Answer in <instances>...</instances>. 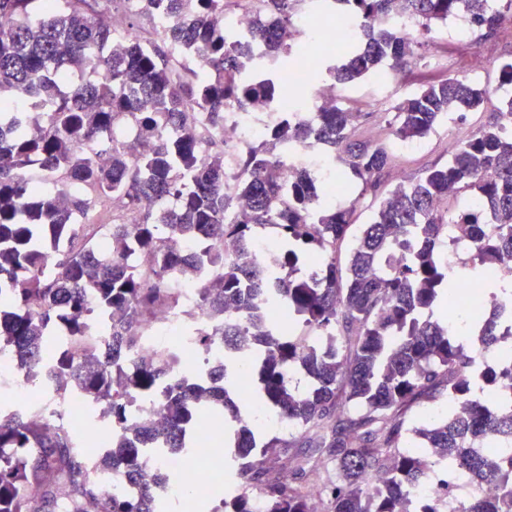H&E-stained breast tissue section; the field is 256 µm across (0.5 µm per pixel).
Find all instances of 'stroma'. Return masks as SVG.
Here are the masks:
<instances>
[{
	"label": "stroma",
	"mask_w": 512,
	"mask_h": 512,
	"mask_svg": "<svg viewBox=\"0 0 512 512\" xmlns=\"http://www.w3.org/2000/svg\"><path fill=\"white\" fill-rule=\"evenodd\" d=\"M420 42L419 60L402 71L390 73L384 84L362 79L345 86L341 92L340 106L358 115L355 139H385L394 149L392 161L381 178L379 192L383 195L396 184L416 182L428 169L446 164L464 138L479 134L492 122L502 96L500 66L504 61H512V35L507 33L482 40L472 29L436 22L423 32ZM476 55L485 62L478 72L471 69L472 58ZM451 77L484 86L487 103L480 109L459 112L441 120L421 138L418 151L397 152V139L386 136L388 112L423 86Z\"/></svg>",
	"instance_id": "35a3bbf8"
}]
</instances>
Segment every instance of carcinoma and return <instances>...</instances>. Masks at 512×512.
Segmentation results:
<instances>
[{
  "label": "carcinoma",
  "mask_w": 512,
  "mask_h": 512,
  "mask_svg": "<svg viewBox=\"0 0 512 512\" xmlns=\"http://www.w3.org/2000/svg\"><path fill=\"white\" fill-rule=\"evenodd\" d=\"M225 0H0V347L15 349L21 365L43 369L45 349L60 323L79 342L95 319L106 325L108 353L96 347L55 351L51 367L59 386L74 385L112 433L108 459L131 472L143 463L139 449L122 434L134 391L150 394L166 376L163 367L131 369L128 351L146 316L173 300L177 274L192 277L211 270L217 292L201 291L204 311L216 321L229 310L253 314L259 308L283 313L270 324H254L247 335L256 346L239 345L232 367L223 368L219 396L196 412L181 386H171L163 402L164 420L150 427L169 448H184L190 428L206 419L232 430L226 456L235 489L224 494V512H251L241 488L261 490L267 512H411L403 490L427 481L438 469H467L501 488L493 506L476 500L468 512H512V469L492 455H475L482 433L512 431V399L471 396L472 380L462 373L473 349L493 350L509 369L495 382L512 385V328L504 329L495 310L465 345L437 320L434 309L452 306L454 274L439 244L448 235V192L483 203L480 210L455 214L453 235L480 239L472 262L476 281L500 302H512V281L502 279L496 256L512 251V96L501 99L494 121L462 142L448 163L429 169L416 183H400L361 226L345 270L336 261L310 280L288 262V276L255 285L258 265L252 228L280 226L281 250L314 244L331 247L344 239L354 205L323 207L335 195L319 194L308 176L295 182L288 208L273 206L280 190L283 136L343 148L347 174L376 193L390 163L385 142L352 139L357 114L332 107L300 128L288 125L238 160L237 194L248 211L231 216L224 182V106L240 107L285 94L279 65L306 46L293 41L290 26L299 0H263L273 17L255 38L264 41L271 62L260 65L258 80L239 73L244 45L224 38ZM328 15L331 3L360 23L358 36L324 59L322 75L345 86L384 68L400 70L419 43L381 25L399 0H312ZM429 28L431 22L467 15L489 36L512 29V0H405ZM129 17V35L112 46V28L99 21L114 11ZM165 17L167 28L145 40L139 22ZM192 46L199 70L174 56ZM487 91L473 82L449 78L402 99L388 121L391 135L417 140L443 118L477 109ZM134 131L142 146L137 162L122 129ZM134 213L138 223L123 221ZM106 228L97 241L94 233ZM194 239L200 253L185 255L174 241ZM237 244L234 255L218 248ZM155 259L152 276L139 272L134 251ZM336 331L339 352L295 343L297 327ZM255 367L253 392H236L240 365ZM295 366L308 384L285 381ZM448 393V416L420 425L408 418L419 401ZM299 422L293 441L273 440L246 460L255 447L254 412ZM315 448L302 459L301 445ZM336 470L318 497L303 494L319 464ZM39 479L36 503L19 493L30 476ZM73 500L101 503V512H157L152 500L109 496L72 452L63 428L26 423L25 410L0 415V512H65L60 490Z\"/></svg>",
  "instance_id": "obj_1"
}]
</instances>
